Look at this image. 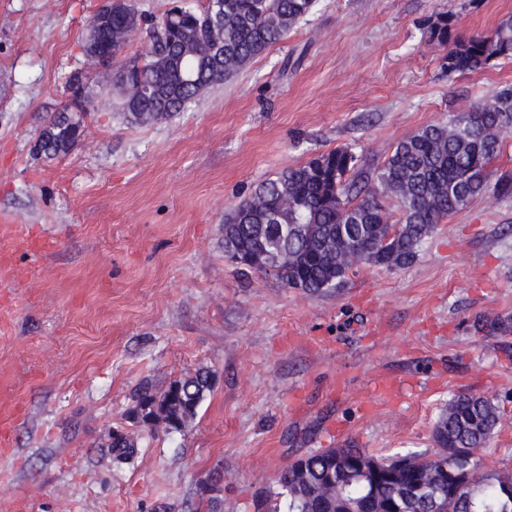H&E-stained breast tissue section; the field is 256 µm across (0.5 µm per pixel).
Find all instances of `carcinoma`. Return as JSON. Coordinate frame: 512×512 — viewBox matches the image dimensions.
<instances>
[{
    "label": "carcinoma",
    "instance_id": "1",
    "mask_svg": "<svg viewBox=\"0 0 512 512\" xmlns=\"http://www.w3.org/2000/svg\"><path fill=\"white\" fill-rule=\"evenodd\" d=\"M221 2L213 26L204 20L207 5H176L161 21L148 22L142 53L118 66L117 83L137 81L147 88L137 111L126 109L131 119L166 120L184 111L284 40L315 0ZM140 25L133 4L113 5L112 34L100 35L101 62L114 63L127 44L123 33ZM430 33L451 45L444 58L450 76L512 56V15L490 31L460 39L451 37V18L442 14ZM66 89L72 101L52 113L39 134L38 153L48 159L66 154L80 138L81 119L72 107L86 111L88 97L76 75ZM510 130L512 88L445 124L423 127L372 170L358 168L347 148L286 168L224 213V253L245 270L272 274L284 287L310 295L345 281L350 269L340 256L349 246L364 264L408 265L436 224L488 191V170ZM391 223L399 232L390 239ZM213 384L208 370L175 379L160 394L142 384L129 419L145 429L149 420H162L179 432ZM498 420L489 399L460 391L435 422V451L382 458L349 446L300 455L278 475L275 496L287 512H512V475L479 472L478 452ZM110 448L112 463L127 464L137 441L116 433Z\"/></svg>",
    "mask_w": 512,
    "mask_h": 512
}]
</instances>
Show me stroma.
<instances>
[{
    "label": "stroma",
    "mask_w": 512,
    "mask_h": 512,
    "mask_svg": "<svg viewBox=\"0 0 512 512\" xmlns=\"http://www.w3.org/2000/svg\"><path fill=\"white\" fill-rule=\"evenodd\" d=\"M105 0H0V512H256L298 455L353 445L430 451L458 391L498 408L485 471L512 472V195L437 224L411 265L364 264L317 296L242 275L224 213L282 169L337 147L372 169L418 129L512 87V57L448 76L446 46L491 29L512 0H317L288 38L167 121L129 120L116 71L85 55ZM79 74L84 132L34 150ZM211 369L181 433L132 426L142 381ZM136 438L112 464L113 430Z\"/></svg>",
    "instance_id": "35a3bbf8"
}]
</instances>
